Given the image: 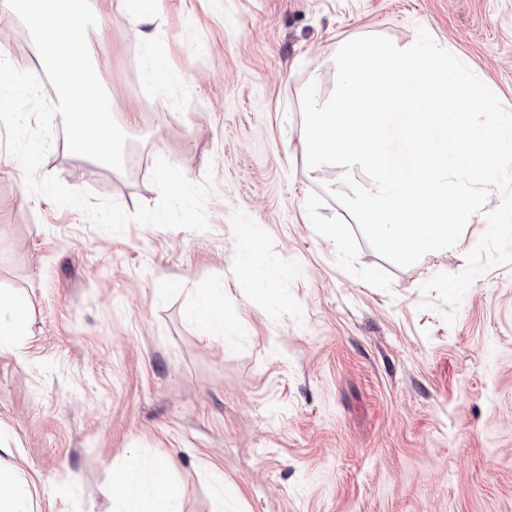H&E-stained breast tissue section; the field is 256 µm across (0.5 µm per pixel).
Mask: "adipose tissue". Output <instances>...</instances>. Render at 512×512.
Returning a JSON list of instances; mask_svg holds the SVG:
<instances>
[{
	"mask_svg": "<svg viewBox=\"0 0 512 512\" xmlns=\"http://www.w3.org/2000/svg\"><path fill=\"white\" fill-rule=\"evenodd\" d=\"M29 324L27 300L16 293L0 292V348H18ZM140 476L137 457H129L126 467L113 475V499L129 505V512H179L180 490L170 479L168 463L152 468L149 483H142Z\"/></svg>",
	"mask_w": 512,
	"mask_h": 512,
	"instance_id": "obj_1",
	"label": "adipose tissue"
}]
</instances>
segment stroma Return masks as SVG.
Wrapping results in <instances>:
<instances>
[{"label": "stroma", "mask_w": 512, "mask_h": 512, "mask_svg": "<svg viewBox=\"0 0 512 512\" xmlns=\"http://www.w3.org/2000/svg\"><path fill=\"white\" fill-rule=\"evenodd\" d=\"M90 6L137 163L110 171L56 133L41 174L128 212L159 201L156 152L214 180L207 230L111 234L30 194L0 125V290L30 305L28 336L0 350V467L32 512H114L132 454L168 462L180 512H512V264L455 306L420 290L465 270L499 190L460 245L396 266L335 199L342 170L307 167L301 106L309 82L332 93L343 42L405 47L421 26L512 110V0H150L141 34L123 20L139 0ZM0 53L34 62L19 16L0 20ZM263 279L275 294L252 305ZM202 286L231 331H200Z\"/></svg>", "instance_id": "stroma-1"}]
</instances>
